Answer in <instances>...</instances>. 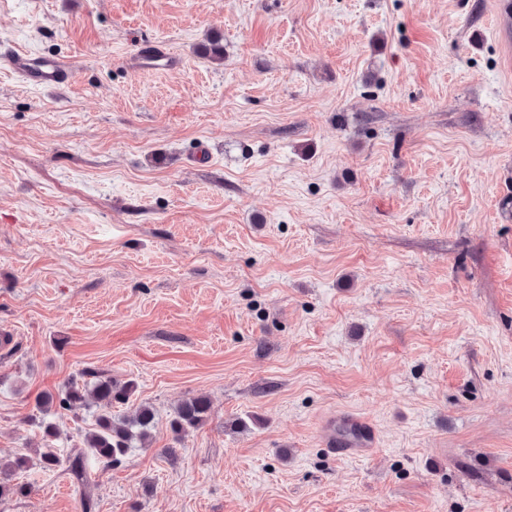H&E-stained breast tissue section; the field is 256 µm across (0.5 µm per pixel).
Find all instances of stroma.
Returning <instances> with one entry per match:
<instances>
[{"instance_id": "1", "label": "stroma", "mask_w": 512, "mask_h": 512, "mask_svg": "<svg viewBox=\"0 0 512 512\" xmlns=\"http://www.w3.org/2000/svg\"><path fill=\"white\" fill-rule=\"evenodd\" d=\"M495 0H0V459L133 382L93 512H512V47ZM224 47L223 64L199 51ZM179 55L137 67V42ZM211 402L174 438L175 407ZM349 411L379 449L347 460ZM0 512H82L66 464ZM0 62L2 70L47 92L63 90L73 78V65L65 57L39 55L12 45L0 47ZM85 375L92 380L84 381L81 386L71 384L57 394L44 392L38 397V405L46 413L52 408L56 412L95 408L92 412L95 427L85 437L89 452L74 449L67 457L68 471L79 484L78 488L81 487L82 511L92 512V503L85 491L90 468L98 464H119L134 448L149 447L155 427V412L151 406L142 404L132 414L116 417L112 408L128 403L134 383H120L92 371ZM323 445L343 459H359L373 454L377 433L363 417L351 412H338L322 423Z\"/></svg>"}]
</instances>
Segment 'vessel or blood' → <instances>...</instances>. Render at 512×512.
Masks as SVG:
<instances>
[{"instance_id":"obj_1","label":"vessel or blood","mask_w":512,"mask_h":512,"mask_svg":"<svg viewBox=\"0 0 512 512\" xmlns=\"http://www.w3.org/2000/svg\"><path fill=\"white\" fill-rule=\"evenodd\" d=\"M137 57L147 68L176 67L180 59L154 46L143 45ZM0 69L13 74L22 82L47 92L63 90L73 78V65L66 58L39 55L13 46L0 47ZM322 440L326 448L344 459H359L373 454L377 433L363 417L351 412L328 416L322 423Z\"/></svg>"}]
</instances>
